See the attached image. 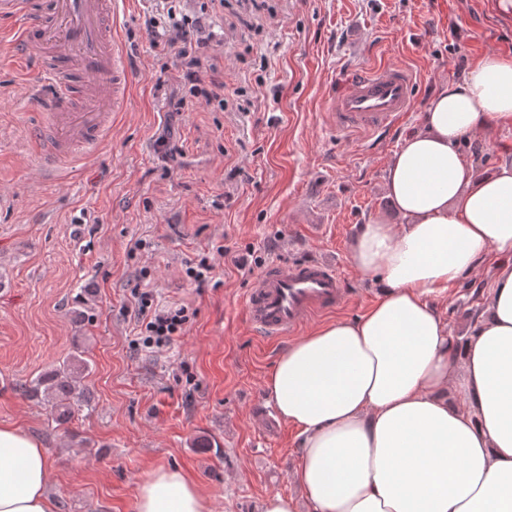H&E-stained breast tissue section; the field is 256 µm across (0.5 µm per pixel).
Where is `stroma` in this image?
<instances>
[{
    "label": "stroma",
    "mask_w": 512,
    "mask_h": 512,
    "mask_svg": "<svg viewBox=\"0 0 512 512\" xmlns=\"http://www.w3.org/2000/svg\"><path fill=\"white\" fill-rule=\"evenodd\" d=\"M171 0H125L117 23L131 81L99 147L47 169L31 140L49 89L36 64L19 73L0 45V423L42 439L57 512H135L136 486L156 465L184 469L213 512H263L273 493L302 498L295 431L271 407L263 379L287 348L250 328L243 306L268 264L311 257L335 262L354 318L376 302L351 264L361 224L395 222L384 181L430 97L459 81L485 53L512 56V15L496 0H226L224 111L197 101L168 110L174 84L145 34L146 16ZM383 63L416 71L414 106L386 143L371 149L336 132L328 98L346 74ZM169 132L181 152L165 162L154 143ZM485 166L512 164V123L463 140ZM145 248L133 250L136 240ZM229 257L215 286L198 289L186 265L211 245ZM247 258L237 268L233 257ZM143 275L160 303L196 311L169 348L134 352L127 288ZM463 277L440 300L451 331L470 321L475 288ZM89 364L82 380L92 410L65 424L19 384L72 350Z\"/></svg>",
    "instance_id": "stroma-1"
}]
</instances>
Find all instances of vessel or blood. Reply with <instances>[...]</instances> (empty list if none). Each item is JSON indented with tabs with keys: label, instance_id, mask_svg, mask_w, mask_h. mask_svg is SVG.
<instances>
[{
	"label": "vessel or blood",
	"instance_id": "1",
	"mask_svg": "<svg viewBox=\"0 0 512 512\" xmlns=\"http://www.w3.org/2000/svg\"><path fill=\"white\" fill-rule=\"evenodd\" d=\"M115 0H0V40L18 45L20 58L38 62L57 107L49 113L35 147L55 166L94 150L112 124L124 93L123 54L112 28ZM415 73L383 64L348 79L332 96L337 132L382 138L412 109ZM344 275L327 261L270 264L244 296L248 320L273 341L298 333L348 299Z\"/></svg>",
	"mask_w": 512,
	"mask_h": 512
}]
</instances>
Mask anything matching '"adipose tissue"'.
Instances as JSON below:
<instances>
[{
    "label": "adipose tissue",
    "instance_id": "obj_1",
    "mask_svg": "<svg viewBox=\"0 0 512 512\" xmlns=\"http://www.w3.org/2000/svg\"><path fill=\"white\" fill-rule=\"evenodd\" d=\"M512 119V56L489 53L428 101L390 160L401 221L360 225L354 268L378 299L286 348L264 380L302 448L310 512H512V165L481 172L461 142ZM492 264L459 343L437 302ZM40 438L0 423V512H56ZM136 512H211L177 467L137 486Z\"/></svg>",
    "mask_w": 512,
    "mask_h": 512
}]
</instances>
